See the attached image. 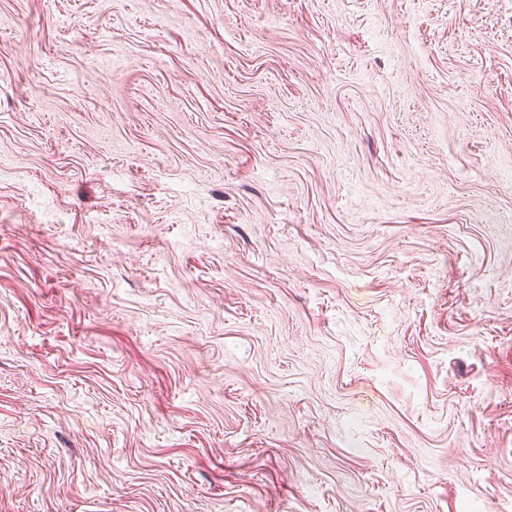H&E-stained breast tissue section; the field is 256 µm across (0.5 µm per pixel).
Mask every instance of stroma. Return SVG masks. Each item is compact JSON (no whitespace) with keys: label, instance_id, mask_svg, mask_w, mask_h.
<instances>
[{"label":"stroma","instance_id":"35a3bbf8","mask_svg":"<svg viewBox=\"0 0 512 512\" xmlns=\"http://www.w3.org/2000/svg\"><path fill=\"white\" fill-rule=\"evenodd\" d=\"M0 512H512V0H0Z\"/></svg>","mask_w":512,"mask_h":512}]
</instances>
